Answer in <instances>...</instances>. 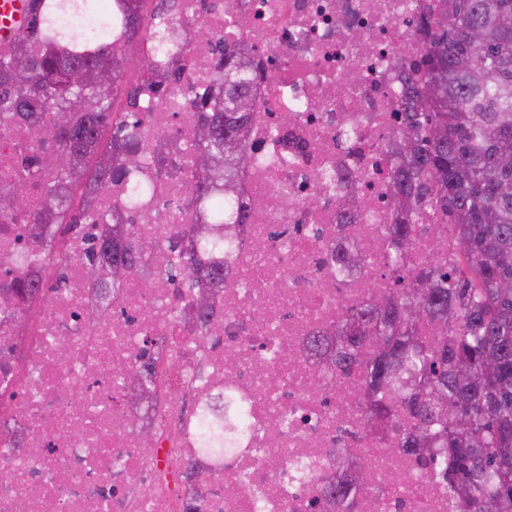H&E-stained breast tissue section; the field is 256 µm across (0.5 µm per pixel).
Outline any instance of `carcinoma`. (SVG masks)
I'll list each match as a JSON object with an SVG mask.
<instances>
[{"instance_id": "carcinoma-1", "label": "carcinoma", "mask_w": 512, "mask_h": 512, "mask_svg": "<svg viewBox=\"0 0 512 512\" xmlns=\"http://www.w3.org/2000/svg\"><path fill=\"white\" fill-rule=\"evenodd\" d=\"M33 19L8 45H0V114L40 129L48 144L39 159L18 165L22 184L39 178L44 206L39 224H58L52 243L61 261L71 258L68 233L90 218L85 197L111 184L112 166L134 164L133 137L115 116L118 77L136 72L152 87L158 70L133 64L109 40L77 44L65 23L77 17L90 25L114 12L140 21L137 0H31ZM431 31L423 48L427 67L408 77L407 112L392 147L391 203L401 220L375 239L385 256L379 269L388 291L344 309L331 332L310 337L307 349L322 379L353 375L364 390L366 431L393 439L397 447L429 466L460 512H512V0H440L426 16ZM476 28L481 41L469 39ZM240 82L224 77V106L201 113L190 138L193 162L213 160L215 190L237 191V170L250 159L247 112L231 101ZM0 220L25 206L22 195L0 196ZM436 221L434 261L412 267L408 249L416 225ZM96 250L88 276L114 282L145 257L134 237L119 246L99 217ZM200 240L219 248L234 234L224 207L214 206ZM369 256L353 245L339 257L353 276ZM187 287L198 278L224 281L216 263L183 259ZM432 329L434 336L424 332ZM461 405L469 423L456 427L444 407ZM200 444L219 453L231 445L224 425H213ZM363 463L328 492L334 512H353L373 495Z\"/></svg>"}]
</instances>
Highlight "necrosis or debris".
Masks as SVG:
<instances>
[{
	"instance_id": "4bbe7bcc",
	"label": "necrosis or debris",
	"mask_w": 512,
	"mask_h": 512,
	"mask_svg": "<svg viewBox=\"0 0 512 512\" xmlns=\"http://www.w3.org/2000/svg\"><path fill=\"white\" fill-rule=\"evenodd\" d=\"M429 0H179L164 43L138 33L148 65L175 64L158 108L123 94L122 112L143 118L138 166H118L93 211L117 212L136 234L180 252L212 208L209 186L192 180L182 137L200 107L192 87L224 71V50H243L241 71L256 102L252 158L241 191L225 205L239 231L216 253L227 275L208 325L197 294L151 265L91 318L83 263L99 229L72 235L73 259L47 299L30 298L35 320L0 331V512H310L328 485L356 463L376 481L373 512H459L413 456L365 433L367 414L351 382H323L306 338L343 308L381 292V257L356 287H343L331 248L375 237L395 223L388 200L390 146L402 125L407 73L425 66L421 22ZM38 130L0 116V192L27 206L0 224V302H16L26 280H44L34 218L43 190L18 187L14 170L36 154ZM177 157L178 175L160 166ZM288 197L271 210L280 185ZM139 189L130 198V189ZM152 223H143L144 213ZM67 351L68 365L58 354ZM235 364H226L227 355ZM149 358L155 386L146 409L128 405L116 367ZM223 389L239 432L223 457L198 448L196 406ZM284 428L276 447L266 431ZM153 435L142 452L141 429Z\"/></svg>"
}]
</instances>
